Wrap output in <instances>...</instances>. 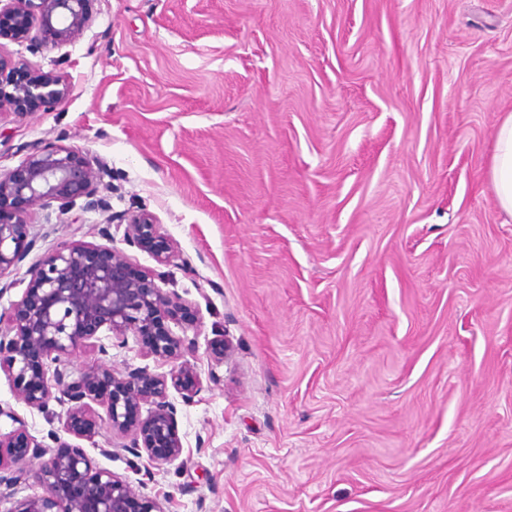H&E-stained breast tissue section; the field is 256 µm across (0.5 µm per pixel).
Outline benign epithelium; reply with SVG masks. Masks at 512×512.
Wrapping results in <instances>:
<instances>
[{"mask_svg": "<svg viewBox=\"0 0 512 512\" xmlns=\"http://www.w3.org/2000/svg\"><path fill=\"white\" fill-rule=\"evenodd\" d=\"M92 21L91 0H0V41L24 43L34 55L74 44ZM69 92L61 73L0 53V116L22 120L32 103L55 112ZM106 173L103 164L55 142L27 147L20 165L0 172V276L18 267L37 244L29 234V212L54 205L62 214L108 210L100 195ZM123 220V244L161 266L170 264L172 247L152 213L128 212ZM160 281H167L166 273L136 268L122 248L66 243L30 270L20 300L0 311V371L12 382L16 399L39 411L48 410L52 400L68 406L63 430L76 439L89 440L107 425L120 442L101 454L123 451L129 467L142 475L134 483L98 468L82 446L53 432L49 437L63 447L55 451L20 421L0 433V487L18 491L28 478L24 463L37 459L35 479L43 492L18 499L12 512H166L145 489L154 469L182 452L177 407L168 392L176 390L189 404L202 382L184 360L189 345L168 326L191 305L161 288ZM101 332L120 345L131 334L145 353L181 364L168 376L138 368L116 374L99 366L69 379V355Z\"/></svg>", "mask_w": 512, "mask_h": 512, "instance_id": "benign-epithelium-1", "label": "benign epithelium"}]
</instances>
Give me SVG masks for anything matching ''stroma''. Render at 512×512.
I'll list each match as a JSON object with an SVG mask.
<instances>
[{
  "mask_svg": "<svg viewBox=\"0 0 512 512\" xmlns=\"http://www.w3.org/2000/svg\"><path fill=\"white\" fill-rule=\"evenodd\" d=\"M54 112L0 116V171L59 141L110 212L35 210L0 311L63 243L142 208L173 246L203 384L166 512H512V218L488 176L512 113V0H94ZM228 340L219 361L213 340ZM94 345L71 378L102 363ZM119 372L174 370L136 338ZM0 371V431L61 429Z\"/></svg>",
  "mask_w": 512,
  "mask_h": 512,
  "instance_id": "stroma-1",
  "label": "stroma"
}]
</instances>
